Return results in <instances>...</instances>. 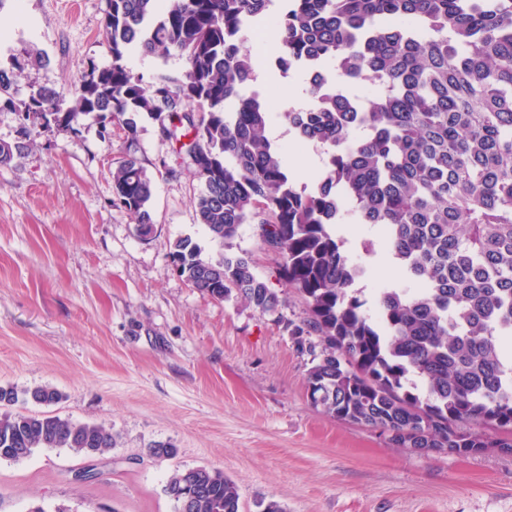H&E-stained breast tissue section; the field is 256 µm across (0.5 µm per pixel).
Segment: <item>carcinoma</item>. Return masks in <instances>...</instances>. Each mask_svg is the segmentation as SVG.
Returning <instances> with one entry per match:
<instances>
[{"label":"carcinoma","instance_id":"1","mask_svg":"<svg viewBox=\"0 0 512 512\" xmlns=\"http://www.w3.org/2000/svg\"><path fill=\"white\" fill-rule=\"evenodd\" d=\"M267 25L282 45L277 69L305 76L307 105L282 116L296 147L314 142L325 155L309 186L266 136L277 105L246 90L256 64L241 45ZM100 34L112 63L85 71L69 106L47 86L14 97V70L42 56L0 65V110L15 112L21 129L18 141L0 143V164L24 155L53 115L71 129L93 115L103 137L116 126L131 146L138 122L156 121L202 184L197 223L224 247L204 258L179 238L175 271L213 299L277 312L276 290L247 254L232 252L240 226L258 225L284 255L280 278L307 305L295 335L320 340L309 346L313 405L381 430L398 448L511 453L512 0H107ZM133 52L176 57L183 71L147 80L128 66ZM311 68L366 81L375 96L366 106L339 84L328 93ZM153 190L127 151L112 169V203L147 225ZM346 220L377 228L415 284L379 289L373 315L356 288L366 271L337 235ZM61 398L49 386L0 387L1 407ZM117 439L58 416L0 415V460L37 448L92 457ZM167 493L179 508L190 500L188 512H240L238 488L218 468H178Z\"/></svg>","mask_w":512,"mask_h":512}]
</instances>
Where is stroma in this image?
Here are the masks:
<instances>
[{
  "instance_id": "1",
  "label": "stroma",
  "mask_w": 512,
  "mask_h": 512,
  "mask_svg": "<svg viewBox=\"0 0 512 512\" xmlns=\"http://www.w3.org/2000/svg\"><path fill=\"white\" fill-rule=\"evenodd\" d=\"M105 7L0 0V62L31 50L48 58L16 71L17 98L41 85L72 102L83 72L111 63ZM254 85L282 109L305 104L297 75L264 67ZM99 130L88 116L74 132L42 131L0 166V385L53 387L58 403L16 410L101 425L118 441L94 457L38 448L0 460V512H177L169 476L199 466L237 484L241 512L268 499L287 512H512L511 454H418L315 408L312 357L292 336L306 305L279 278L282 254L256 225L240 227L234 249L277 291L276 314L193 288L171 263L174 242L222 252L196 222L201 183L157 123L141 122L134 147L154 181V232L140 238L136 216L112 204L125 136ZM157 442L176 455L150 457Z\"/></svg>"
}]
</instances>
